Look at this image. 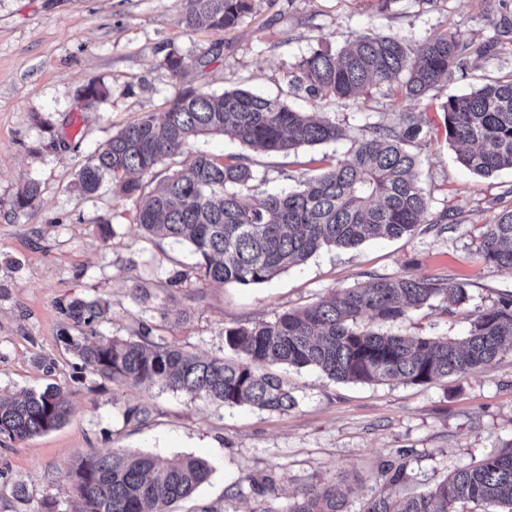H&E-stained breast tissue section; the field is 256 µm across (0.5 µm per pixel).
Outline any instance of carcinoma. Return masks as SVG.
I'll return each instance as SVG.
<instances>
[{
  "label": "carcinoma",
  "instance_id": "1",
  "mask_svg": "<svg viewBox=\"0 0 512 512\" xmlns=\"http://www.w3.org/2000/svg\"><path fill=\"white\" fill-rule=\"evenodd\" d=\"M184 22L192 29L223 30L251 10V0H186ZM494 43L476 45L456 30L415 43L386 32L348 41L337 52L316 50L302 59L293 88L312 98L333 94L357 98L387 87L391 125L369 127V136L343 159L312 158L316 173L298 187L256 196L267 181L245 154L221 156L190 151L200 135L227 137L257 153L288 155L302 147L336 142L345 130L322 112H297L287 103L238 88L221 94L186 89L160 118L144 115L100 144L77 174L85 194L110 178L118 192L139 198L134 223L143 234L188 243L194 273L179 271L166 281L180 288L191 277L242 286L263 284L304 263L324 248L411 235L426 223L429 201L419 184V156L406 146L427 138L424 125L431 92L473 56ZM446 139L460 163L490 177L512 169V79L494 81L439 105ZM187 155L184 168L166 176L152 192L141 179L160 163ZM40 195L27 182L10 202L23 213ZM479 257L512 270V209L485 225ZM446 297L450 317L469 300L463 280L414 275L375 278L364 287L330 291L320 303L272 321L224 327V346L235 358H209L153 335L143 323L137 338L102 336L96 326L106 313L100 298H75L61 305L77 335L66 346L80 369L104 383L129 387L159 384L193 399L227 406L249 405L271 412L295 406V398L270 368L287 364L319 370L337 383L396 381L428 385L450 376L478 373L512 354V293L469 318L462 338L393 336L383 326ZM71 413L68 388L0 395V439L21 441L47 433ZM408 453L385 465L387 488L371 496L361 512H457L472 503L482 512H512V442L454 470L425 493L404 490ZM193 457L114 449L80 457L65 475L75 499L69 512H168L190 497L209 476ZM288 512H350L347 489L335 483L301 492Z\"/></svg>",
  "mask_w": 512,
  "mask_h": 512
}]
</instances>
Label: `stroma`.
Here are the masks:
<instances>
[{"label":"stroma","instance_id":"35a3bbf8","mask_svg":"<svg viewBox=\"0 0 512 512\" xmlns=\"http://www.w3.org/2000/svg\"><path fill=\"white\" fill-rule=\"evenodd\" d=\"M184 13L183 0H0V393L49 384L74 392L64 425L0 445V512H41L48 498L66 503L71 463L114 448L209 464L208 481L172 512H286L305 488L341 480L351 488V512H359L383 487L382 464L401 451L411 453L409 489L422 492L511 441V354L484 373L424 386L335 383L316 369L286 366L279 373L296 405L285 412L203 402L158 386L103 385L81 373L64 341L72 323L59 310L74 298L107 301L103 335H137L147 320L168 342L225 358V327L274 319L375 276L464 280L466 312L512 293V271L477 255L484 225L512 207V170L470 174L433 110L432 138L418 150L422 186L431 214L456 212L454 228L440 233L424 224L409 237L324 249L259 285L195 278L190 287L166 289L173 271L195 263L191 247L144 238L133 222L136 199L116 193L111 182L93 195L76 187L96 146L144 114L165 112L180 90L242 87L286 98L303 112L328 113L348 131L346 139L304 149L293 164L257 156L259 170L269 173L267 191L292 187L302 161L345 157L363 128L392 118L384 87L355 100L290 96L298 62L382 31L416 41L458 29L494 41L489 55L440 83V103L512 76V35L498 33L503 19L512 20V0H252L251 12L225 31L187 28ZM207 51L212 63L195 68ZM170 56L183 60V71L168 68ZM92 82L107 95L89 108L80 91ZM31 180L40 186L38 200L13 214L10 200ZM104 222L113 229L106 239L97 230ZM137 284L149 299L136 297ZM444 306L434 299L386 331L464 336V314L448 317ZM133 407L147 409L146 419L127 421ZM16 484L26 486L25 501L12 497Z\"/></svg>","mask_w":512,"mask_h":512}]
</instances>
